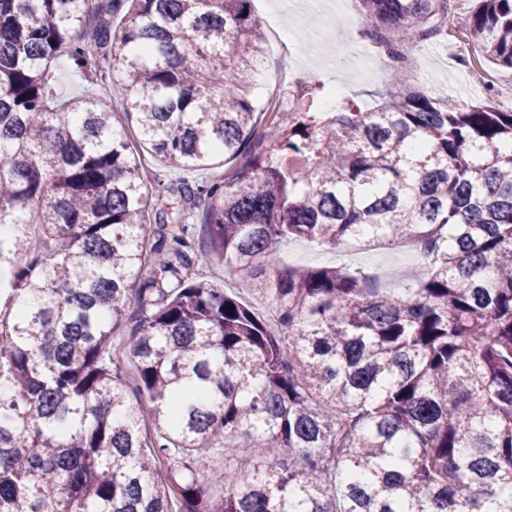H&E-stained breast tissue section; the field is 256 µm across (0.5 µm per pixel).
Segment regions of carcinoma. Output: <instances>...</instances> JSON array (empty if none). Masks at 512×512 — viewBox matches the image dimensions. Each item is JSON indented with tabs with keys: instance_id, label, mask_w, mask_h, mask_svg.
Masks as SVG:
<instances>
[{
	"instance_id": "cac0c4a2",
	"label": "carcinoma",
	"mask_w": 512,
	"mask_h": 512,
	"mask_svg": "<svg viewBox=\"0 0 512 512\" xmlns=\"http://www.w3.org/2000/svg\"><path fill=\"white\" fill-rule=\"evenodd\" d=\"M357 2L378 103L326 112L314 81L264 125L252 0H0V512H512V111L402 78L448 0ZM469 36L512 69V0ZM61 58L165 164L234 174L149 192L112 99L55 94ZM296 241H414L424 271L282 266ZM200 259L276 320L188 279ZM229 437L254 474L215 495Z\"/></svg>"
}]
</instances>
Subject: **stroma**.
<instances>
[{
  "mask_svg": "<svg viewBox=\"0 0 512 512\" xmlns=\"http://www.w3.org/2000/svg\"><path fill=\"white\" fill-rule=\"evenodd\" d=\"M474 0H453L448 16V38L428 43L420 50L414 83L424 86L433 96L471 102L493 98L504 112L512 110V70L482 57L475 47L460 51L459 43L468 39V24ZM253 9L261 21V35L272 52L265 59L262 74L253 76L251 96L260 103L287 94L298 83L326 82L332 94L351 98L364 106H373L386 87L387 65L378 53L363 41L358 31L361 17L357 0H333L317 6L312 0H253ZM481 67L487 80L470 76L472 67ZM55 84L63 97L109 94L107 85L74 72L68 61L54 66ZM132 151L141 155L149 175V188L170 194L184 185L210 181L212 174L224 173V163L214 170H182L166 167L157 156L143 152L139 135L124 117H117ZM286 266H325L343 264L353 268H388L397 280L417 276L423 269L420 257L407 248L391 250L351 244L342 253L323 252L296 242L281 253Z\"/></svg>",
  "mask_w": 512,
  "mask_h": 512,
  "instance_id": "stroma-1",
  "label": "stroma"
}]
</instances>
